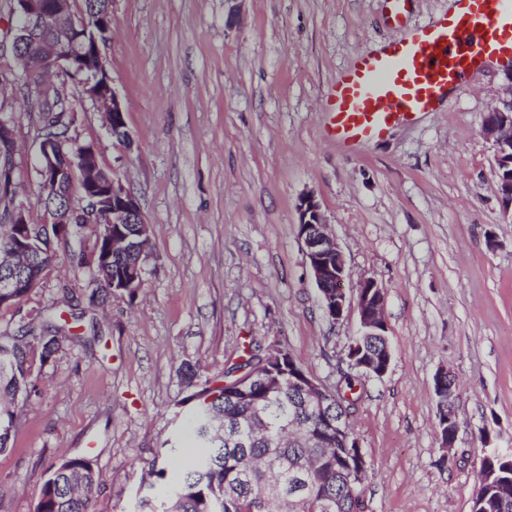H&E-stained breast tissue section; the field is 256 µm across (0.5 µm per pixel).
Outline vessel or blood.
Listing matches in <instances>:
<instances>
[{"label": "vessel or blood", "mask_w": 512, "mask_h": 512, "mask_svg": "<svg viewBox=\"0 0 512 512\" xmlns=\"http://www.w3.org/2000/svg\"><path fill=\"white\" fill-rule=\"evenodd\" d=\"M512 63V0H454L434 23L359 55L329 87L328 134L356 147L441 107L491 64Z\"/></svg>", "instance_id": "vessel-or-blood-1"}]
</instances>
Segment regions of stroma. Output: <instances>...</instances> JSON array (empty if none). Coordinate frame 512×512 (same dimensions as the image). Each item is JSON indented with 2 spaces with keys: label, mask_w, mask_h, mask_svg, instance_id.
Returning <instances> with one entry per match:
<instances>
[{
  "label": "stroma",
  "mask_w": 512,
  "mask_h": 512,
  "mask_svg": "<svg viewBox=\"0 0 512 512\" xmlns=\"http://www.w3.org/2000/svg\"><path fill=\"white\" fill-rule=\"evenodd\" d=\"M229 8L115 0L103 53L132 147L110 137L75 81L63 86L71 135L96 142L136 195L152 255L135 296L90 301L84 229L36 288L0 306V331L32 329L29 392L0 453V512H34L64 458H90L101 473L92 512L164 498L195 447L182 364L205 387L243 342L288 351L335 392L358 318L323 315L298 237L308 193L345 253L346 288L371 277L386 291L390 366L361 379L348 419L370 462L367 512H470L480 458L512 449V216L481 134L512 78L484 69L436 111L344 150L324 136L331 83L450 0H410L400 26L387 0H240L232 23ZM9 97L19 191L41 224L37 128L22 90ZM49 313L71 340L46 359L37 329ZM442 368L456 379L460 425L448 455L434 393ZM173 437L182 455L168 461L159 451ZM155 465L166 479L150 480Z\"/></svg>",
  "instance_id": "obj_1"
}]
</instances>
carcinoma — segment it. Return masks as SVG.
I'll use <instances>...</instances> for the list:
<instances>
[{
    "label": "carcinoma",
    "mask_w": 512,
    "mask_h": 512,
    "mask_svg": "<svg viewBox=\"0 0 512 512\" xmlns=\"http://www.w3.org/2000/svg\"><path fill=\"white\" fill-rule=\"evenodd\" d=\"M87 15H110L111 0H81ZM32 66L18 77L27 98L39 94L42 67L36 48H30ZM35 256L31 271H40L56 257L47 239L31 240ZM42 354L49 357L59 348V327L54 319L42 321ZM8 373L0 377V452L8 448L14 427L13 414L1 406L26 392L30 367L24 335L0 334V359ZM264 358L259 345L249 343L224 373L205 389L214 395L197 410L196 435L203 452L174 481L159 512H329L322 495L347 498L341 470L344 449L327 434L317 413L305 405L288 375L298 371L285 354L272 366L268 383L250 386L242 398L229 399L218 386L220 379L244 366H258ZM101 483L88 458H70L60 463L45 481L35 512H90L84 492Z\"/></svg>",
    "instance_id": "obj_1"
}]
</instances>
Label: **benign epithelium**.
<instances>
[{"instance_id":"7a95c632","label":"benign epithelium","mask_w":512,"mask_h":512,"mask_svg":"<svg viewBox=\"0 0 512 512\" xmlns=\"http://www.w3.org/2000/svg\"><path fill=\"white\" fill-rule=\"evenodd\" d=\"M74 4L75 0H12L11 21L0 35V50L9 49L15 54L19 67L24 68L30 65L28 55L22 52L29 33L41 29L49 31L38 41V56L44 69L78 80L83 97L89 99L98 112L112 116V123L107 128L115 135L127 127L122 98L106 70L104 43L86 19L76 18ZM46 100L48 107L38 113L40 118L51 120L58 116L67 124H73L74 112L58 110L49 95ZM481 132L492 144L493 162L506 158L512 164V111L488 113ZM16 150L14 118L9 102L0 99V215L9 224H26L28 211L19 199L15 179ZM98 154V147L93 142L38 139L37 198L42 206L53 202L45 209L49 217L45 227L53 228L58 238L68 239L78 223L93 224L98 228L136 223L140 237H150V224L138 200L125 189L114 172L100 165ZM63 195L68 197V201L57 203ZM299 225L304 259L320 293L321 307L326 316L335 323L343 319L350 306L357 313L359 329L349 347L347 365L365 370L369 377H383L391 362L390 347H385V356L378 361L365 351L362 340L367 336L385 335V289L376 280L364 278L357 285L356 298L347 295L343 288L349 278L345 255L327 232L320 203L312 194L301 200ZM133 248L140 251L139 261L112 282L110 290L114 293L133 295L143 285L148 251L143 244H135ZM234 376L237 380L230 387L242 392L251 383L263 379L264 374L255 369L248 373L239 371ZM451 377V372L441 369L434 378V391L439 403L438 427L445 431L441 443L447 454L454 448L459 432L456 390L450 383ZM297 382L302 386L308 404L316 410L324 409L332 398L303 371L297 374ZM322 418L328 431L336 435V443L356 457V462L350 464L346 472L345 485L352 497L359 498V505L353 506L352 510L363 512L362 486L369 463L358 440L350 432L348 411L335 416L324 413ZM483 459L485 463L477 472L478 480L500 496H507L512 491V453L493 449L484 454Z\"/></svg>"}]
</instances>
